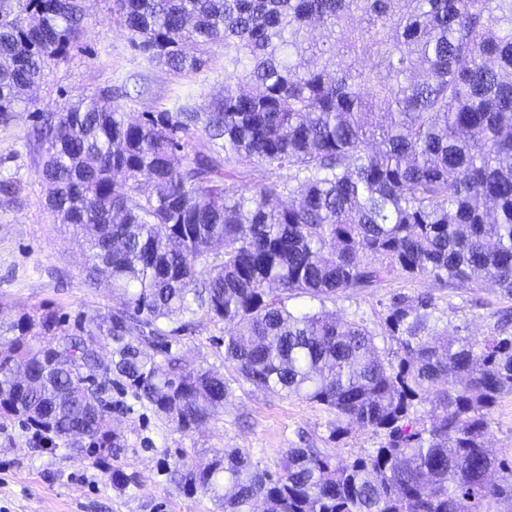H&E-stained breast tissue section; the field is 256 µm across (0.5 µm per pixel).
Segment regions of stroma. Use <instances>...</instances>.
<instances>
[{"instance_id": "35a3bbf8", "label": "stroma", "mask_w": 512, "mask_h": 512, "mask_svg": "<svg viewBox=\"0 0 512 512\" xmlns=\"http://www.w3.org/2000/svg\"><path fill=\"white\" fill-rule=\"evenodd\" d=\"M110 6V0H85L84 34L69 57L24 90L28 111L0 126V175L20 187L17 203L0 209V319H13V306L20 302L53 307L71 326L80 315L106 311L119 301L107 281L94 288L85 285L82 242L71 227L56 223L47 208L42 151L32 140L38 116L94 95L105 106L117 105L125 112L181 105L206 112L224 91L223 47H212L207 64L197 71L148 64L113 21ZM395 292L437 296L451 336L489 335L503 312L512 313V301L490 287L474 296L429 278L411 281L396 275L325 308L341 320L361 315L383 348L388 343L384 304ZM224 336L223 324L206 321L172 345L174 351L234 381L233 397L220 422L183 433L139 403L113 409L112 427L121 445L113 449L108 464L135 478L124 490L114 489L83 452L40 446L31 431L0 420V512H221L209 495L185 494L170 485L163 460L174 459L184 449L203 465L214 451L239 448L250 452L260 468L274 472L290 448H314L344 463L376 448L378 436L356 425L345 438L332 440L336 416L320 405L236 384V372L224 360ZM485 442L494 456L512 458V395L499 401Z\"/></svg>"}]
</instances>
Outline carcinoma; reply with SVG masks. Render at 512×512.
<instances>
[{
	"label": "carcinoma",
	"instance_id": "1",
	"mask_svg": "<svg viewBox=\"0 0 512 512\" xmlns=\"http://www.w3.org/2000/svg\"><path fill=\"white\" fill-rule=\"evenodd\" d=\"M111 2L150 64L194 71L224 46V93L203 114L88 97L48 113V210L82 234L85 284L109 277L123 305L74 332L18 306L0 324V419L81 449L124 490L133 477L104 467L119 447L113 382L182 432L220 420L230 382L172 341L224 323L238 380L335 413L334 439L353 424L381 442L346 463L290 448L274 473L240 448L203 467L184 450L166 464L177 488L224 512H492L512 496V466L485 446L512 394V332L439 336L433 296L396 294L381 357L364 320L288 300L323 307L393 274L512 298V0ZM355 13L365 26H347ZM82 25L81 0H0V124ZM243 156L288 180L239 188Z\"/></svg>",
	"mask_w": 512,
	"mask_h": 512
}]
</instances>
